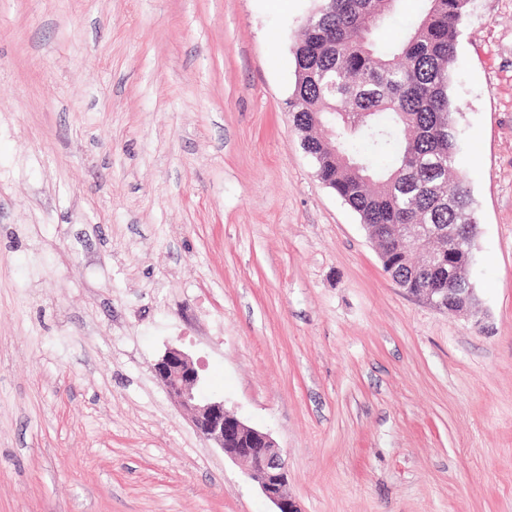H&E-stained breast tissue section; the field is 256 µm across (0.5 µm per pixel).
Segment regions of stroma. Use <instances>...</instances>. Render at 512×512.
I'll use <instances>...</instances> for the list:
<instances>
[{"label": "stroma", "mask_w": 512, "mask_h": 512, "mask_svg": "<svg viewBox=\"0 0 512 512\" xmlns=\"http://www.w3.org/2000/svg\"><path fill=\"white\" fill-rule=\"evenodd\" d=\"M311 7L0 0V512H273L156 379L170 345L302 512H512V0H475L451 86L474 319L316 177Z\"/></svg>", "instance_id": "obj_1"}]
</instances>
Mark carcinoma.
Returning a JSON list of instances; mask_svg holds the SVG:
<instances>
[{"instance_id":"carcinoma-1","label":"carcinoma","mask_w":512,"mask_h":512,"mask_svg":"<svg viewBox=\"0 0 512 512\" xmlns=\"http://www.w3.org/2000/svg\"><path fill=\"white\" fill-rule=\"evenodd\" d=\"M402 0H315L292 46L294 126L318 179L366 228L375 224H474L473 198L457 167L450 89L473 0H423L385 43L378 30ZM449 245L443 266L472 264ZM383 270L407 293L445 288L396 238L379 244Z\"/></svg>"}]
</instances>
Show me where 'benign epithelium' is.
Returning <instances> with one entry per match:
<instances>
[{
    "label": "benign epithelium",
    "instance_id": "7a95c632",
    "mask_svg": "<svg viewBox=\"0 0 512 512\" xmlns=\"http://www.w3.org/2000/svg\"><path fill=\"white\" fill-rule=\"evenodd\" d=\"M401 238L411 250L432 262L435 251L429 241L446 236L460 246L465 242L461 229L434 231L425 224H402ZM448 281L455 287L447 295L424 294L421 299L433 307L446 310L448 302L455 301L457 311H463L464 296L471 289L462 287L468 281L462 268L448 270ZM201 367L195 365L191 355L179 346L166 348L154 364L153 371L167 393L190 417L197 434L222 450L248 475L259 481L262 494L274 505V512H302L297 502L288 495L291 474L277 446L267 432L245 423L237 414L226 409L224 401L204 397L200 392Z\"/></svg>",
    "mask_w": 512,
    "mask_h": 512
}]
</instances>
